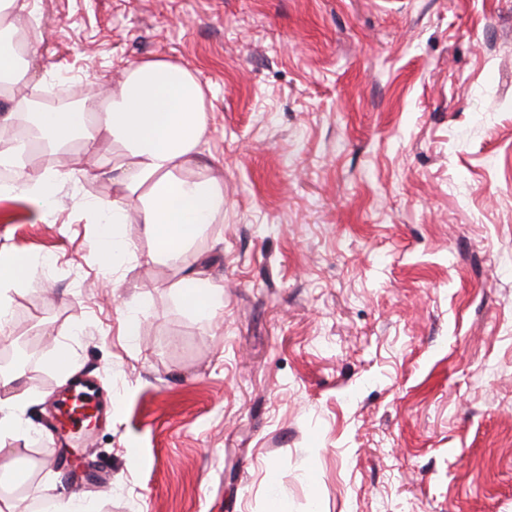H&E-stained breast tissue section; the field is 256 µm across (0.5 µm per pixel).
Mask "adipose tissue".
Returning a JSON list of instances; mask_svg holds the SVG:
<instances>
[{
	"instance_id": "obj_1",
	"label": "adipose tissue",
	"mask_w": 512,
	"mask_h": 512,
	"mask_svg": "<svg viewBox=\"0 0 512 512\" xmlns=\"http://www.w3.org/2000/svg\"><path fill=\"white\" fill-rule=\"evenodd\" d=\"M205 90L186 68L168 60L142 61L127 67L110 92V109L96 104L75 110L38 112L34 124L45 150L61 152L80 139L93 154L102 137H111L122 149L112 200L101 227L99 250L107 267H115L127 251L115 225L137 217L152 242L151 258L178 260L206 224L224 210V189L196 149L207 132ZM10 115L0 116V164L13 167L2 194H26L49 204L76 169H38L28 159L23 143L7 138ZM34 265L22 254L0 255V334L11 320L14 287L32 280ZM182 306L205 319L224 307V291L202 278L184 276Z\"/></svg>"
}]
</instances>
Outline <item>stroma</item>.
Listing matches in <instances>:
<instances>
[{"instance_id":"stroma-1","label":"stroma","mask_w":512,"mask_h":512,"mask_svg":"<svg viewBox=\"0 0 512 512\" xmlns=\"http://www.w3.org/2000/svg\"><path fill=\"white\" fill-rule=\"evenodd\" d=\"M30 3L42 89L198 77L224 212L182 269L122 225L111 272L98 171L0 201V252L37 263L0 337L38 355L4 375L15 512L49 486L96 512H512V0ZM186 271L218 317L182 307ZM77 382L104 403L78 447L50 434ZM182 306L205 319H212L224 308V290L207 283L201 277L186 275L180 291ZM25 405V400L20 395L0 393V454L5 448H1L5 438L22 437L28 429L19 419L18 413Z\"/></svg>"}]
</instances>
